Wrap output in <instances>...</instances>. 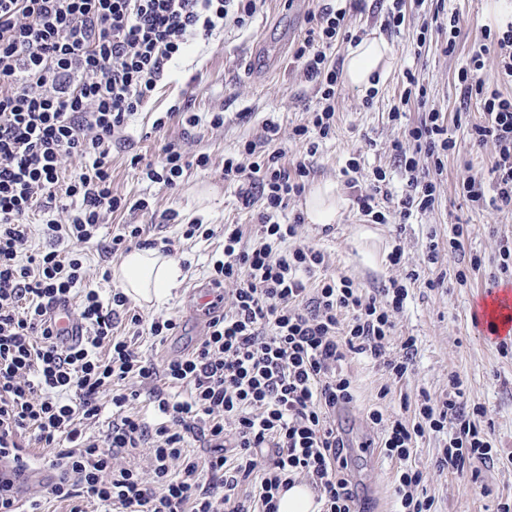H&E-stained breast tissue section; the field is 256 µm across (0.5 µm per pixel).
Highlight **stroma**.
<instances>
[{"label":"stroma","mask_w":512,"mask_h":512,"mask_svg":"<svg viewBox=\"0 0 512 512\" xmlns=\"http://www.w3.org/2000/svg\"><path fill=\"white\" fill-rule=\"evenodd\" d=\"M318 0H259L257 11L245 26L226 23L206 39L190 43L184 57L158 82L150 102L128 118L112 141L109 165L112 192L125 201L124 208L106 213L96 244L84 255L85 287L109 297L119 287L117 279L102 280L100 269L115 268L121 256L105 252L120 225L138 224L148 240L170 239L174 248L190 262L178 288L162 301L139 306L144 318L165 313L178 318L175 335L158 342L148 336L133 337L135 348L154 363L190 353L203 337L196 323L186 320L184 310L189 291L211 285L209 260L221 254L223 236L186 240L181 236L186 224L239 225L244 245H252L254 226L262 203L245 207L237 186L224 180V159L238 153L248 141H262L266 120L278 122L284 135L276 142L284 152L283 164H290L306 149L305 142L288 139L292 127L306 123L317 103L315 90L306 82L294 57L293 46H282L286 33L301 36L306 17ZM388 0H364L360 11L349 13L346 24L351 33L365 37L383 33L392 52L388 75L380 81L374 97L364 90L341 84L336 98V129L321 141L310 157L311 185L326 181L337 184L348 204L330 232L320 225L303 223L296 243L321 247L327 260L326 274L349 276L372 290L397 280L406 285L408 298L397 313L395 333L417 339L418 354L411 371L393 379L382 368L352 355L343 365L351 378L354 400L338 414L356 449L350 456L348 479L367 512H395L394 480L397 464L385 456L370 458L359 446L369 441L380 445L378 426L366 418L368 409L390 412L402 409L404 398L426 390L440 400L448 392V377L459 374L467 387V402L483 409L481 423L491 430L496 454L493 462L471 460L463 472L439 469L437 456L445 435L427 433L417 442L415 462L423 473L424 485L434 499L435 512H494L499 499L512 498V353L501 354L487 342L481 329L472 324L474 303L488 289L496 271L501 243L512 241V209H477L461 194L462 177H487L496 157L493 144L449 154L438 178L433 209L414 215L403 228L364 221L351 204V189L343 170L351 156H358L363 174L381 168L395 170L390 143L399 129L389 111L404 91L401 77L412 69L427 88V107L439 112L449 135L466 140L468 122L478 120V102L468 106L467 123L457 121L460 108L457 75L467 60L476 35L486 27L497 28L512 22V0H405V20L399 31L386 32L382 22ZM460 18L454 53H446L447 30H425L434 14ZM195 114V124H187L182 112ZM223 113L224 124L214 127V113ZM167 116L162 132H152L153 121ZM173 147L190 155L206 154L208 166L185 169L178 185L170 188L147 179L144 166L156 162L163 148ZM139 165H132V158ZM400 178L389 188L399 193ZM147 202L146 210L136 202ZM459 238L461 251L482 257L481 269L467 273L459 284L457 254L448 249L450 238ZM401 246L404 260L390 266L387 256ZM436 251V263L427 254ZM460 251V252H461ZM445 279V287L434 282Z\"/></svg>","instance_id":"obj_1"}]
</instances>
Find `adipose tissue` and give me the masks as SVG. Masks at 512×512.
Returning a JSON list of instances; mask_svg holds the SVG:
<instances>
[{"instance_id": "obj_1", "label": "adipose tissue", "mask_w": 512, "mask_h": 512, "mask_svg": "<svg viewBox=\"0 0 512 512\" xmlns=\"http://www.w3.org/2000/svg\"><path fill=\"white\" fill-rule=\"evenodd\" d=\"M392 59V49L383 38L367 37L349 47L343 69L344 80L355 87L373 88L376 79L387 73ZM345 201L335 184L316 187L309 195L305 213L309 223H335ZM114 277L122 284L125 293L138 302L157 301L179 284L182 270L178 262L164 254L160 247L136 248L130 251L121 265L114 269Z\"/></svg>"}]
</instances>
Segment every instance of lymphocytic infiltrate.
I'll list each match as a JSON object with an SVG mask.
<instances>
[{
    "mask_svg": "<svg viewBox=\"0 0 512 512\" xmlns=\"http://www.w3.org/2000/svg\"><path fill=\"white\" fill-rule=\"evenodd\" d=\"M256 2L0 0V459L19 469L33 466L17 443L26 433L37 447L52 449L57 472L25 500L0 480V512H41L48 498L68 503L69 512H86L91 502L106 512H278L281 491L302 479L317 492L318 512H362L345 476L343 433L331 420L354 400L342 364L359 355L398 379L412 366L417 344L415 337L394 335L406 286L394 282L370 294L348 276L309 286L326 255L310 244L288 247L302 216L289 224L278 220L306 189L305 161L284 166L279 151L256 158L252 141L225 158L224 178L240 185L244 205L259 197L264 209L252 246H243L238 225H225L224 250L212 271L216 287L233 286L230 308L211 317L191 353L156 368L115 328L123 321L133 335L163 340L178 328L174 317L143 319L119 289L106 301L92 289L74 293L86 277L82 246L97 238L102 212L122 206L108 164L114 134L149 102L190 40L210 37L230 21L245 24ZM349 11L339 0L311 11L294 52L318 95L309 124L292 130L293 138L307 140L311 156L335 130L341 72L331 56L351 38ZM490 59L493 81L484 76ZM457 80L461 103L481 106L468 131L471 146L496 148L489 181L465 177L463 194L481 207L511 208L512 97L499 84L512 82V24L482 30ZM407 140L415 153L404 149ZM457 148L437 112L405 127L392 144L404 189L390 211L377 201L386 172L373 170L368 184H360V163L351 159L347 183L359 214L375 224L403 223L431 209L433 176ZM72 157L85 164L66 182L63 163ZM424 158L430 166H421ZM208 161L168 148L146 176L172 188L187 167ZM40 207L60 217L45 224V249L29 256L27 219ZM71 299L85 336L63 347L50 311ZM158 378L163 386H155ZM142 398L152 418L130 411ZM107 401L113 418L106 434L87 435L86 425L98 421ZM416 412L415 423L377 408L367 414L383 429L384 454L399 462L398 512H432L423 474L411 463L425 432L448 435L438 467L460 472L467 459L492 457L482 410L468 408L459 375L449 377L443 400L420 393ZM192 440L208 455L188 454ZM138 448L148 449L150 472L121 464L122 454Z\"/></svg>",
    "mask_w": 512,
    "mask_h": 512,
    "instance_id": "obj_1",
    "label": "lymphocytic infiltrate"
}]
</instances>
